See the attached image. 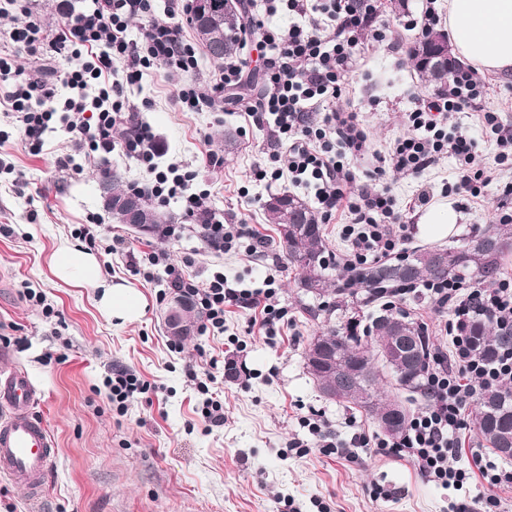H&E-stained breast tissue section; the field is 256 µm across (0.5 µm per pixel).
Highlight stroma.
Masks as SVG:
<instances>
[{"label":"stroma","instance_id":"1","mask_svg":"<svg viewBox=\"0 0 512 512\" xmlns=\"http://www.w3.org/2000/svg\"><path fill=\"white\" fill-rule=\"evenodd\" d=\"M426 0H379L383 22L397 31L396 45L371 39L362 46V67L346 96L361 111L374 149L387 151L408 131L406 114L419 97L433 94L419 78L410 50L422 35L407 30L408 16L420 15ZM190 74L148 69L142 80L125 87L139 120L155 133L161 152L159 167L175 162L195 172L193 188L209 209L226 220L242 221L263 239L261 256L252 258L237 247L215 256L195 233L163 237L117 224L103 207L98 177L115 169L127 184L150 186L153 176L135 158L115 150L86 159L72 152L62 127L45 134V152L25 148L13 120L0 112V372L25 371L39 391L33 412L49 428L57 457L44 478L40 512H448L453 492L421 477L402 459L376 448L357 449L350 458L322 452L304 421L320 414L331 436L350 440L357 432L379 430L364 411L327 400L313 383L305 349L320 334L325 320L343 324L349 318L367 322L370 309L349 299L335 309L333 296L312 298L299 288V273L281 258L278 234L264 220L268 197L305 188L287 179H258L252 168L272 145L268 128L247 124L242 112L253 95L224 94V106L197 112L182 110L178 88L187 81H209L218 61L204 52ZM484 110L512 125V71L485 75ZM224 159L209 167L205 156ZM72 154L64 168L59 156ZM456 179V161L442 157L419 177L387 171L383 183L396 205L414 224L413 245L448 247L475 231L497 223L506 199L500 180L482 189L480 198L444 194ZM430 187L432 203L452 204L458 222L452 235L432 241L418 222L424 212L415 199ZM102 239H121L112 253L96 249L104 279L126 281L140 291L147 309L138 321L121 323L98 308L97 290L58 280L51 257L64 240L80 243L84 226ZM165 252L168 263L184 266L185 275L205 283L220 267L229 285L262 287L275 278L280 305L288 323L267 336L252 325L251 310L224 308L222 333H195L174 343L163 322L170 305L160 299L168 277L164 266H150L147 255ZM140 273H133L132 265ZM153 280L145 282L142 273ZM43 296L54 308L44 315L35 301ZM45 303V304H46ZM245 367L244 375L227 371V362ZM134 370L150 383L148 393L116 410L103 385L111 366ZM213 371L215 380L201 389L195 377ZM224 403V423L215 427L201 414L207 392ZM25 487L0 479V512H31Z\"/></svg>","mask_w":512,"mask_h":512}]
</instances>
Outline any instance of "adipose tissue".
<instances>
[{
	"instance_id": "1",
	"label": "adipose tissue",
	"mask_w": 512,
	"mask_h": 512,
	"mask_svg": "<svg viewBox=\"0 0 512 512\" xmlns=\"http://www.w3.org/2000/svg\"><path fill=\"white\" fill-rule=\"evenodd\" d=\"M448 31L460 58L487 71L512 69V0H448ZM51 270L64 283L99 289V307L110 318L130 322L145 313L142 293L103 279L98 258L71 242L59 244Z\"/></svg>"
}]
</instances>
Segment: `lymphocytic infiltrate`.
Segmentation results:
<instances>
[{
    "mask_svg": "<svg viewBox=\"0 0 512 512\" xmlns=\"http://www.w3.org/2000/svg\"><path fill=\"white\" fill-rule=\"evenodd\" d=\"M9 4L16 18L7 33L12 50L0 53V111L22 128L30 151H43L44 134L57 118L76 151L91 156L119 148L153 165L159 152L156 136L149 125L132 123L134 109L125 100L124 89L140 82L154 66L177 73L196 67V53L177 23L178 17L190 14L189 0H170L161 16L152 0H90L55 28L33 19L31 0H9ZM378 18L375 0H265L263 17L251 20L264 73L258 99L246 106L244 118L268 127L274 143L269 167H257L256 172L310 188L322 221L340 212L348 214L350 222L343 227L349 243L344 259L348 267L400 255L412 238V227L404 223L389 188L356 184L344 159L349 154H368L369 135L355 109L332 107L360 66L365 37L387 40ZM135 19L146 22L137 40L129 37ZM18 52L44 60L42 72L24 75L15 63ZM63 56L74 59V66H58ZM245 67V59L225 58L212 83L181 86L179 103L189 111L220 107L219 92L239 86ZM60 85L74 95L58 112L49 103ZM485 93V81L477 69L468 67L454 74L436 100H417L407 115L410 133L397 139L388 154L376 156L375 174L389 168L416 177L448 155L458 164L450 193L478 197L482 185L512 169V128L503 125L497 113L481 111ZM468 111L480 112L483 127L495 136L493 162H486L478 152L468 127L452 120L453 114ZM316 112L321 113V121H312ZM193 179V173L182 174L177 166H168L156 172L151 194L162 203L180 199L186 216L205 217L200 232L213 252L231 250L243 239L247 255L257 254L260 241L248 225L203 214L205 197L193 190ZM167 273L170 288L197 306L201 331L223 332L225 303L242 298L258 309L259 328L265 335H275L286 315L274 288L239 291L229 287L220 271L202 285L186 278L179 267L168 265ZM409 296L446 313L447 345L429 346L424 375L428 403L394 440L374 442L361 432L352 436L349 445L377 444L445 489L481 486L473 502H451L448 512H501L500 494L512 490V468L490 460L477 443L467 442L465 412L480 391L512 388V347L489 361L478 353L469 334L480 316L490 318L499 330L512 332V279L489 286L457 278L427 281L383 293L381 299L393 310Z\"/></svg>",
    "mask_w": 512,
    "mask_h": 512,
    "instance_id": "1",
    "label": "lymphocytic infiltrate"
}]
</instances>
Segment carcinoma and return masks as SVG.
I'll use <instances>...</instances> for the list:
<instances>
[{
	"label": "carcinoma",
	"instance_id": "cac0c4a2",
	"mask_svg": "<svg viewBox=\"0 0 512 512\" xmlns=\"http://www.w3.org/2000/svg\"><path fill=\"white\" fill-rule=\"evenodd\" d=\"M224 2L211 0L212 25L205 32L196 31L199 43L214 60L237 54L241 45L238 5L233 2L226 7ZM101 184L138 199L149 212L154 228L166 223L165 215L152 204L148 188L134 192L122 188V174L116 170L104 174ZM264 216L267 223L279 230L282 257L288 266L300 271L299 284L305 292L320 295L334 285V293L341 296L347 292L343 287L347 281L353 288L364 289L370 303L375 289L399 284L439 282L448 278L492 283L501 275V255L512 249V225L497 224L464 238L457 246L413 249L395 261L350 270L342 268L329 275L321 224L303 199L286 191L274 195L265 204ZM284 224L291 225L287 234L282 233ZM470 336L487 359L493 358L498 350L512 346V334L496 330L486 318L472 324ZM305 359L309 374L325 397L358 406L380 429L382 416L390 407L399 408L397 434L405 429L409 414L397 397L381 396L378 365L390 371L397 388L425 395L421 377L427 364V339L413 323L390 313L373 317L372 325L361 332L355 321L342 327L327 324L309 342ZM472 422L499 457L512 458V453L503 452L512 448V388L481 392Z\"/></svg>",
	"mask_w": 512,
	"mask_h": 512
}]
</instances>
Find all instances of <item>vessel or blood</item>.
Returning <instances> with one entry per match:
<instances>
[{
  "mask_svg": "<svg viewBox=\"0 0 512 512\" xmlns=\"http://www.w3.org/2000/svg\"><path fill=\"white\" fill-rule=\"evenodd\" d=\"M37 399V388L27 374L0 375V406L9 409L0 418V476L27 485L35 497L56 457L46 425L30 412Z\"/></svg>",
  "mask_w": 512,
  "mask_h": 512,
  "instance_id": "b4317fda",
  "label": "vessel or blood"
}]
</instances>
